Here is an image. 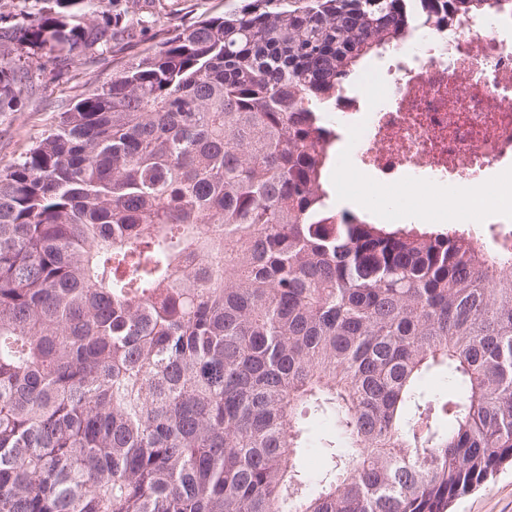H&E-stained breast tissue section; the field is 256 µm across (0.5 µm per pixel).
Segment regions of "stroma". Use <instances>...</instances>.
Listing matches in <instances>:
<instances>
[{
    "label": "stroma",
    "mask_w": 512,
    "mask_h": 512,
    "mask_svg": "<svg viewBox=\"0 0 512 512\" xmlns=\"http://www.w3.org/2000/svg\"><path fill=\"white\" fill-rule=\"evenodd\" d=\"M231 0H137L128 19L132 35L107 51L75 57L70 64L48 63L43 51L34 58L41 66L32 72L31 89L22 91L11 112H0V168L25 153L55 124L77 96L106 82L129 61L176 29L203 17L223 15ZM450 512H512V465L504 464L479 488L458 496Z\"/></svg>",
    "instance_id": "stroma-1"
}]
</instances>
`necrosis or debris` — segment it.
Here are the masks:
<instances>
[{"instance_id":"necrosis-or-debris-1","label":"necrosis or debris","mask_w":512,"mask_h":512,"mask_svg":"<svg viewBox=\"0 0 512 512\" xmlns=\"http://www.w3.org/2000/svg\"><path fill=\"white\" fill-rule=\"evenodd\" d=\"M368 83L365 96L338 90L328 114L354 175L373 176L381 194L411 187L420 203L432 185L492 176L466 221L493 228L489 255L512 247V21L470 15L420 30Z\"/></svg>"}]
</instances>
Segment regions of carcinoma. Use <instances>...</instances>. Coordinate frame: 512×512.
Here are the masks:
<instances>
[{"instance_id": "carcinoma-1", "label": "carcinoma", "mask_w": 512, "mask_h": 512, "mask_svg": "<svg viewBox=\"0 0 512 512\" xmlns=\"http://www.w3.org/2000/svg\"><path fill=\"white\" fill-rule=\"evenodd\" d=\"M42 2L0 4V112L23 47L129 33ZM470 14L512 0H245L0 170V512H447L512 460V255L324 186L357 64ZM308 414L335 427L315 494Z\"/></svg>"}]
</instances>
